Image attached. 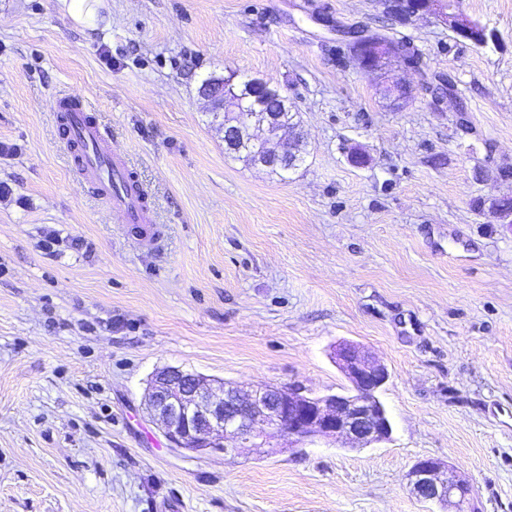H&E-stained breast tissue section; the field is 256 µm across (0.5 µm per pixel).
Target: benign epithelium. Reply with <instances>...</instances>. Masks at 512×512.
Listing matches in <instances>:
<instances>
[{
    "mask_svg": "<svg viewBox=\"0 0 512 512\" xmlns=\"http://www.w3.org/2000/svg\"><path fill=\"white\" fill-rule=\"evenodd\" d=\"M381 4L403 22L430 14L476 46L488 42L487 28L463 14L459 0ZM347 55L355 68L379 75L380 98L393 105L407 102L408 86L389 77L393 60H407L403 49L366 30L351 36ZM237 77L231 69L226 76L210 74L198 87L210 111L224 113L227 150L254 166L295 169L304 160L307 141L300 124L275 107L288 104V97L268 79L245 77L235 86ZM489 210L502 223H512V202L506 198H490ZM336 362L350 383L346 394L313 396L298 383L242 394L222 381L170 366L151 377L143 405L170 447L194 452L228 455L241 448H265L278 434L302 445L319 438L345 439L352 448L388 440L392 425L378 398L389 380L386 366L355 345L340 347ZM407 480L418 501L436 504L440 512H479L468 481L438 459L417 460Z\"/></svg>",
    "mask_w": 512,
    "mask_h": 512,
    "instance_id": "benign-epithelium-1",
    "label": "benign epithelium"
}]
</instances>
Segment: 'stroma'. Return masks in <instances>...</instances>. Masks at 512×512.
Wrapping results in <instances>:
<instances>
[{
    "label": "stroma",
    "instance_id": "stroma-1",
    "mask_svg": "<svg viewBox=\"0 0 512 512\" xmlns=\"http://www.w3.org/2000/svg\"><path fill=\"white\" fill-rule=\"evenodd\" d=\"M460 7L494 40L380 0H100L90 27L0 0V512H428L404 479L423 457L512 512V225L483 205L512 197V0ZM339 25L422 52L392 67L403 108ZM227 68L288 96L309 142L288 177L225 153L197 88ZM61 94L150 189L155 250L79 173ZM343 344L390 374L371 448L181 450L143 405L166 366L341 394Z\"/></svg>",
    "mask_w": 512,
    "mask_h": 512
}]
</instances>
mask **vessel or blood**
I'll use <instances>...</instances> for the list:
<instances>
[{"mask_svg":"<svg viewBox=\"0 0 512 512\" xmlns=\"http://www.w3.org/2000/svg\"><path fill=\"white\" fill-rule=\"evenodd\" d=\"M91 110L87 101L62 96L56 114L68 126L72 142L86 145L81 169L96 184L114 219L130 225L140 244L156 247L158 231L150 215L149 194L134 179L125 161L113 153L101 129L90 121Z\"/></svg>","mask_w":512,"mask_h":512,"instance_id":"vessel-or-blood-1","label":"vessel or blood"}]
</instances>
